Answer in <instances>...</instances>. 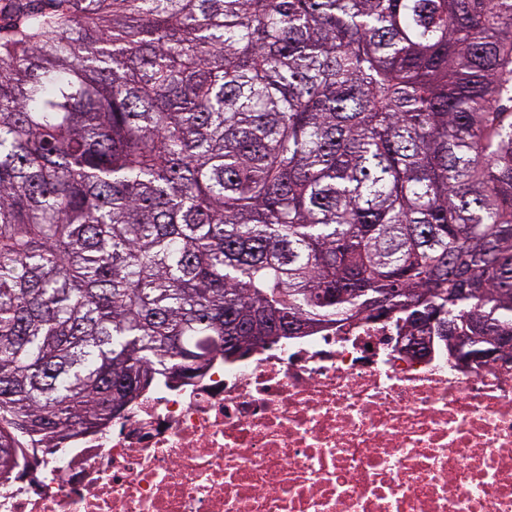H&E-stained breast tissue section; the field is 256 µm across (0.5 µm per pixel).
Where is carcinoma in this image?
I'll return each mask as SVG.
<instances>
[{"instance_id": "obj_1", "label": "carcinoma", "mask_w": 512, "mask_h": 512, "mask_svg": "<svg viewBox=\"0 0 512 512\" xmlns=\"http://www.w3.org/2000/svg\"><path fill=\"white\" fill-rule=\"evenodd\" d=\"M379 305L512 336V0H0V473Z\"/></svg>"}]
</instances>
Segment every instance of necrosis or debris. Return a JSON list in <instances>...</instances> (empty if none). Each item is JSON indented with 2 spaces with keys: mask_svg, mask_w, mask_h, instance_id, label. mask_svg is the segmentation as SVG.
<instances>
[{
  "mask_svg": "<svg viewBox=\"0 0 512 512\" xmlns=\"http://www.w3.org/2000/svg\"><path fill=\"white\" fill-rule=\"evenodd\" d=\"M365 316L143 392L0 476V512H512V364Z\"/></svg>",
  "mask_w": 512,
  "mask_h": 512,
  "instance_id": "necrosis-or-debris-1",
  "label": "necrosis or debris"
}]
</instances>
